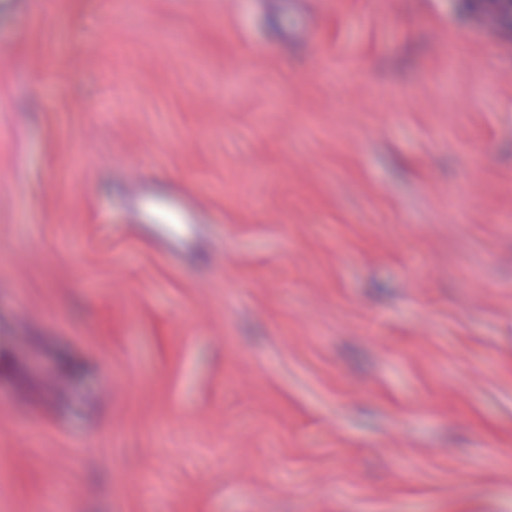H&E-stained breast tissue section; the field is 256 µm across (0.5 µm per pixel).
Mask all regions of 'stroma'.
<instances>
[{"label":"stroma","mask_w":512,"mask_h":512,"mask_svg":"<svg viewBox=\"0 0 512 512\" xmlns=\"http://www.w3.org/2000/svg\"><path fill=\"white\" fill-rule=\"evenodd\" d=\"M479 10L0 0V512H512Z\"/></svg>","instance_id":"stroma-1"}]
</instances>
